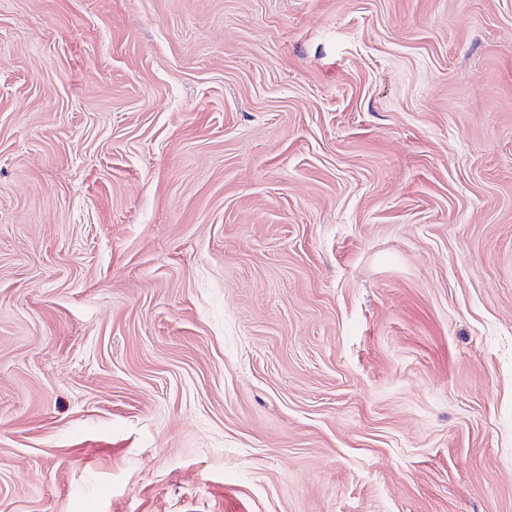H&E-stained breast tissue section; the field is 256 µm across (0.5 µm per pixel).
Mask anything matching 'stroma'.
Masks as SVG:
<instances>
[{
  "mask_svg": "<svg viewBox=\"0 0 512 512\" xmlns=\"http://www.w3.org/2000/svg\"><path fill=\"white\" fill-rule=\"evenodd\" d=\"M0 512H512V0H0Z\"/></svg>",
  "mask_w": 512,
  "mask_h": 512,
  "instance_id": "obj_1",
  "label": "stroma"
}]
</instances>
